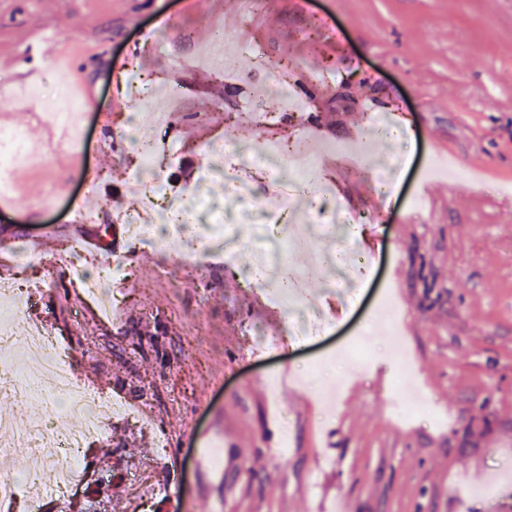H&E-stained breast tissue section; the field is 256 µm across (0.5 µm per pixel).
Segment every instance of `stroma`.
Instances as JSON below:
<instances>
[{
  "instance_id": "obj_1",
  "label": "stroma",
  "mask_w": 512,
  "mask_h": 512,
  "mask_svg": "<svg viewBox=\"0 0 512 512\" xmlns=\"http://www.w3.org/2000/svg\"><path fill=\"white\" fill-rule=\"evenodd\" d=\"M161 27L170 36L159 44L151 35ZM220 30L257 45L271 82L326 93L297 118L251 81L255 52L239 54L231 74L214 64ZM40 31L60 33L76 61L68 83L82 116L51 155L47 128L22 98L31 87L52 96L57 83L42 69ZM173 85L181 98L164 117L157 175L190 201L215 140L254 142L245 110L256 98L278 115L267 143L303 122L318 146H354L368 166L405 156L385 197L348 160H324L323 182L345 208L382 214L357 237L308 241L310 254L361 250L374 270L352 308L309 283L329 335L281 342L282 312L240 277L265 262L263 250L242 246L231 269L210 255L190 276L189 248L134 247L117 223L137 207L127 131ZM217 98L223 109L212 108ZM0 121L27 143L0 193L6 277L39 299L31 316L72 346L80 382L141 401L148 416L137 429L110 422L92 449L108 470L101 512L147 502L154 512H330L344 501L352 512H460V483L474 492L471 512H512V481L499 473L512 463V194L503 191L512 184V0H265L257 10L244 0H0ZM382 123L399 126V139H381ZM81 204L130 267L111 316L55 261L84 234L69 221ZM35 243L54 259L50 272L10 253ZM385 292L416 368L410 392L443 411L441 423L395 415L389 329L375 311ZM255 325L273 346L252 343ZM191 427L211 430L224 453L219 485L195 469ZM160 436V469L129 481L127 463L153 459ZM238 456L244 467L233 465Z\"/></svg>"
}]
</instances>
